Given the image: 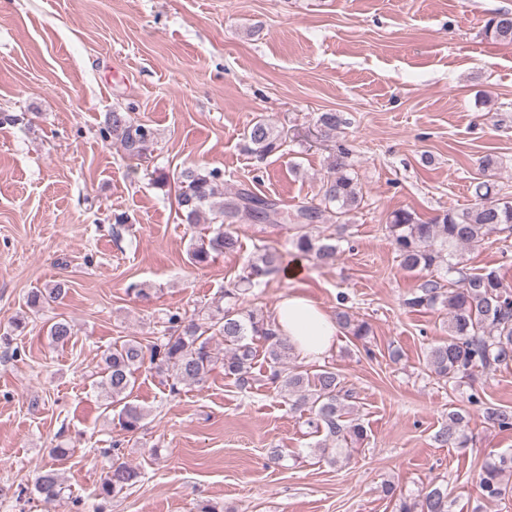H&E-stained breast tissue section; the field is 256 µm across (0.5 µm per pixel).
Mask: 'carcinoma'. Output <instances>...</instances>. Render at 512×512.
<instances>
[{"instance_id":"1","label":"carcinoma","mask_w":512,"mask_h":512,"mask_svg":"<svg viewBox=\"0 0 512 512\" xmlns=\"http://www.w3.org/2000/svg\"><path fill=\"white\" fill-rule=\"evenodd\" d=\"M485 35L499 43L512 44V11L494 13L485 24ZM320 136L330 140L344 120L338 112H323L317 120ZM112 135L130 156H139L152 137V130L134 121L127 112H114L109 118ZM280 136L272 123L258 119L247 131L245 150L259 159L276 152ZM333 174L323 180L320 203H305L294 211L284 210L280 203L240 184L232 190L224 188V174L218 169L187 168L174 178L178 210L188 224L206 218L215 225L210 233L199 237L189 252L193 264L203 265L211 259L239 248L238 237L230 226L250 224L295 225V248L311 255L321 264L336 261V245L311 234L312 226L323 223L326 214L337 208L345 214L360 204L362 189L349 172L348 152L340 147L331 162ZM476 202L463 211L448 210L429 221L417 219L411 212L392 213L387 229L392 237L401 265L408 270L440 265L445 257H453L462 248L478 245L491 234L512 236V197L501 196L495 186L479 182L474 187ZM282 270L281 255L265 248L251 257L239 284L224 289V307L206 321L179 313L169 316L167 333L145 346L136 339L113 344L102 358L100 389L111 403L122 405L120 424L127 432L140 428L143 411L128 402L134 388L136 372L150 363L161 372L173 376L170 392L178 386L196 385L206 381L218 363L212 342L219 337L228 346L224 353V376L232 378L242 389L253 380L255 352L251 342L266 343L268 379L288 392L291 409L308 413L305 424L309 433L319 437L316 451L334 465L350 457L352 447L367 440V430L353 416L350 399L340 375L323 367L311 373L288 367L293 347L275 328L270 318L255 310L240 307L243 287L259 285ZM448 281L427 279L405 298L404 304L414 310L441 305L448 309V339L430 347L426 360L428 369L441 378H470L477 371L512 363V288L503 283L494 270L472 273L462 262H448ZM63 288L38 290L28 298L29 307L39 311L62 298ZM339 328L351 331L361 340L368 336L369 325L357 322L341 310L336 313ZM73 334L65 320L51 324L47 336L51 344L63 346ZM485 420L493 428L512 430V408H484ZM466 416L458 410L448 411V423L434 436L440 446L466 448L471 442ZM112 466L100 478L94 497L102 500L96 512H104L105 503L124 489L140 481L141 472L121 460L111 449ZM512 473V452H505L486 461L479 472L478 488L483 498L499 499L512 491L503 481ZM33 492L46 505H53L63 494L59 473L46 470L36 478ZM386 496L394 499V512H451L452 502L441 486L428 485L418 498L411 500L396 494L393 484L383 487Z\"/></svg>"}]
</instances>
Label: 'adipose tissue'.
Segmentation results:
<instances>
[{
  "mask_svg": "<svg viewBox=\"0 0 512 512\" xmlns=\"http://www.w3.org/2000/svg\"><path fill=\"white\" fill-rule=\"evenodd\" d=\"M272 320L295 351L307 361L321 360L336 343L338 327L335 320L304 294L283 296L274 307Z\"/></svg>",
  "mask_w": 512,
  "mask_h": 512,
  "instance_id": "1",
  "label": "adipose tissue"
}]
</instances>
